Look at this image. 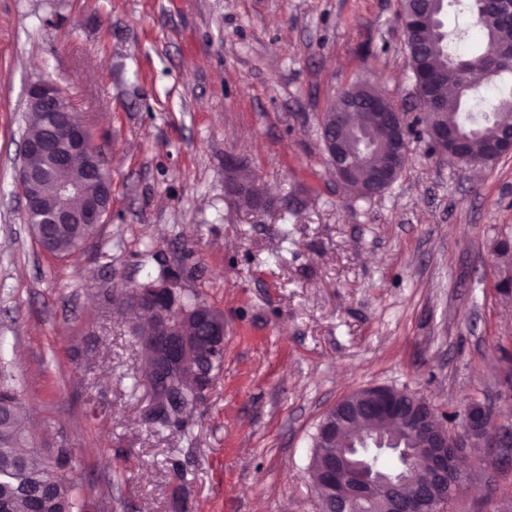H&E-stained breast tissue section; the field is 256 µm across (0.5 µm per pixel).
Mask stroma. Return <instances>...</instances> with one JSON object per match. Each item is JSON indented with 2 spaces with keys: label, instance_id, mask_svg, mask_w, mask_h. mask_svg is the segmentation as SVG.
Instances as JSON below:
<instances>
[{
  "label": "stroma",
  "instance_id": "obj_1",
  "mask_svg": "<svg viewBox=\"0 0 512 512\" xmlns=\"http://www.w3.org/2000/svg\"><path fill=\"white\" fill-rule=\"evenodd\" d=\"M400 0H0V375L35 447L69 449L90 512H319L312 437L342 397L409 390L437 414L512 415V156L428 138L384 192L341 183L321 122L366 82L415 118ZM52 73L112 177L67 258L22 217L27 91ZM259 196L234 199L230 163ZM224 314V369L186 430L156 431L141 310L159 261ZM449 512H512V469Z\"/></svg>",
  "mask_w": 512,
  "mask_h": 512
}]
</instances>
